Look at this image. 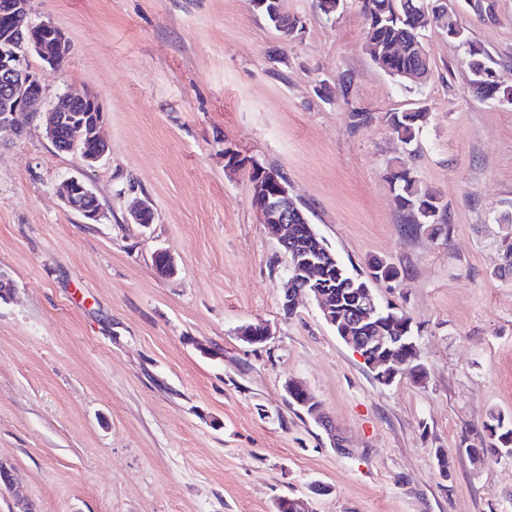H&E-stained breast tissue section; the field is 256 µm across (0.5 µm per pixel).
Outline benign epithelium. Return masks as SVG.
<instances>
[{
	"label": "benign epithelium",
	"instance_id": "obj_1",
	"mask_svg": "<svg viewBox=\"0 0 512 512\" xmlns=\"http://www.w3.org/2000/svg\"><path fill=\"white\" fill-rule=\"evenodd\" d=\"M71 39L67 34L49 22L36 24L35 35L31 37L27 51L39 53L49 65L56 64V55L49 51V46L63 47L69 45ZM0 81L3 82V100L0 101V130L9 133L19 131L16 116L20 112H32L42 96H31L29 90L40 85L35 72L25 68L18 53L0 57ZM89 100L94 103L92 117L87 121L90 137L96 140L97 149L82 151L81 157L88 165L101 160L108 147L101 136L104 113L98 100L85 91L72 90L66 101L82 103ZM64 122L57 106L48 109L45 127L47 139L60 151H75L77 145L63 144L59 139L60 124ZM252 193L259 199L255 205L261 223L276 236L284 248L287 260L288 279L282 288L281 305L285 310L296 308V299L306 295L315 298L324 319L336 329L342 341L356 352L368 367L376 372L377 380L383 384L394 382L397 371L394 365L406 366L405 375L413 381L421 383L426 379V371L414 366L416 355L395 354L392 345L400 341L398 336L387 335V327L399 321V315L384 313L376 295L370 288H352L345 292L347 300L337 301L330 293L318 286L316 279L323 277L324 263L313 255L305 256L294 246L292 225L289 218L298 212L295 198L291 194L288 180L279 174L259 165L251 166ZM62 196L65 204L81 214L88 222L97 223L102 217L99 199L88 184L78 176L68 178L62 185ZM137 224H149L154 217L152 205L147 200L140 201L131 213ZM353 328H365L374 331L370 336H354ZM288 389L299 391L306 399L304 406L315 416L316 422L326 431L335 447L341 443L336 438V426L323 416L314 397L301 385L290 384ZM5 477L0 479V491L14 493V512H35L31 502L17 491V481L13 470L8 466L0 468Z\"/></svg>",
	"mask_w": 512,
	"mask_h": 512
}]
</instances>
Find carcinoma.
I'll return each mask as SVG.
<instances>
[{
	"label": "carcinoma",
	"instance_id": "1",
	"mask_svg": "<svg viewBox=\"0 0 512 512\" xmlns=\"http://www.w3.org/2000/svg\"><path fill=\"white\" fill-rule=\"evenodd\" d=\"M429 0H363L362 9L366 21V37L369 47L375 52L374 61L380 69L391 77L402 73H417L428 76L432 62L421 41V30L429 26H438L437 10L427 9ZM255 11L293 39L302 33L303 21L295 16L272 14L263 8ZM30 17L20 14V18L5 28L0 27V49L15 48L14 35L29 37ZM469 66L475 76L474 88L478 95L486 99H497L507 94L509 87L504 85L502 76L485 61L484 53L475 47L469 50ZM429 119V112L395 113L390 117L391 130L403 141H412L416 131ZM83 129L78 123H66L61 127L60 138L67 142L82 140V148L91 151L95 142L82 136ZM391 190L407 218V225L424 229L433 235H449L450 224L447 221V205L443 204L435 193L424 188L409 168L398 166L389 174ZM295 224V239L305 251L316 252L322 239L315 232L309 220L300 217ZM328 290L339 294L344 288H355L369 284V279L355 277L341 262H327ZM480 438L490 439L487 446H481L482 452L496 457L507 449H512V417L492 411L482 423Z\"/></svg>",
	"mask_w": 512,
	"mask_h": 512
}]
</instances>
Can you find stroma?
I'll use <instances>...</instances> for the list:
<instances>
[{"mask_svg": "<svg viewBox=\"0 0 512 512\" xmlns=\"http://www.w3.org/2000/svg\"><path fill=\"white\" fill-rule=\"evenodd\" d=\"M441 2L464 38L423 30L432 71L414 85L372 60L360 0L331 15L285 0L304 23L291 40L250 0H32L33 21L72 38L61 67L29 57L43 107L88 91L109 145L90 167L39 118L0 134V461L36 512H276L284 496L312 512H512V457L468 450L490 412L512 416V105L476 96L464 46L512 86V0L483 16ZM418 109L430 120L402 142L390 117ZM228 146L245 167L225 168ZM252 161L284 172L349 269L397 268L371 288L410 317L424 382L380 383L311 299L285 317ZM401 163L447 203L449 236L407 231L388 182ZM72 176L99 222L60 199ZM144 197L153 222H130ZM250 323L270 338L242 340ZM293 380L345 452L289 405Z\"/></svg>", "mask_w": 512, "mask_h": 512, "instance_id": "stroma-1", "label": "stroma"}]
</instances>
